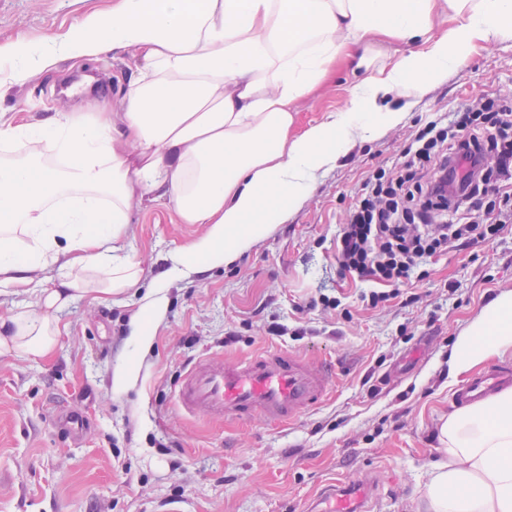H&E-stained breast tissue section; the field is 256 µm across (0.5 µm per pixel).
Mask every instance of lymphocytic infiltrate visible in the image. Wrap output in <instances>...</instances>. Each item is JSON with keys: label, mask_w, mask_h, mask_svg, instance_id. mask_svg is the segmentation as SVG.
I'll list each match as a JSON object with an SVG mask.
<instances>
[{"label": "lymphocytic infiltrate", "mask_w": 512, "mask_h": 512, "mask_svg": "<svg viewBox=\"0 0 512 512\" xmlns=\"http://www.w3.org/2000/svg\"><path fill=\"white\" fill-rule=\"evenodd\" d=\"M512 228V104L480 97L418 128L396 172L373 169L336 241L341 274L383 284L408 280L424 257L490 240Z\"/></svg>", "instance_id": "lymphocytic-infiltrate-1"}]
</instances>
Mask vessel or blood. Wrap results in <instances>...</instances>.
<instances>
[{
	"mask_svg": "<svg viewBox=\"0 0 512 512\" xmlns=\"http://www.w3.org/2000/svg\"><path fill=\"white\" fill-rule=\"evenodd\" d=\"M333 383L328 369L312 367L298 355L263 352L231 366L199 362L185 374L179 399L183 408L193 413L243 423L259 412L284 423L321 402ZM505 386L512 387V367H494L474 377L459 391L457 400L477 404ZM377 497L372 481L358 484L353 491L335 489L324 496L320 512H366L369 501Z\"/></svg>",
	"mask_w": 512,
	"mask_h": 512,
	"instance_id": "b4317fda",
	"label": "vessel or blood"
}]
</instances>
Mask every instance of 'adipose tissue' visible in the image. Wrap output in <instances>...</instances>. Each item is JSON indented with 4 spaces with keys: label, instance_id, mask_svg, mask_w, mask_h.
<instances>
[{
    "label": "adipose tissue",
    "instance_id": "adipose-tissue-1",
    "mask_svg": "<svg viewBox=\"0 0 512 512\" xmlns=\"http://www.w3.org/2000/svg\"><path fill=\"white\" fill-rule=\"evenodd\" d=\"M441 13L448 29L436 37ZM367 37L419 47L376 71ZM495 37H512V0H116L62 35L0 44V93L63 58L120 50L135 63L119 111L101 103L36 123L0 113V288L37 297L0 321V356L48 357L74 299L139 288L143 269L121 245L134 206L168 204L204 225L169 254L172 274L224 266L267 238L355 140L400 122L383 99L422 91ZM348 58L368 75L345 110L296 131L300 100ZM167 304L157 281L132 318L133 359L115 370V390L137 381ZM509 352L505 291L459 334L450 365L460 376ZM439 437L429 512H512V388L449 415Z\"/></svg>",
    "mask_w": 512,
    "mask_h": 512
}]
</instances>
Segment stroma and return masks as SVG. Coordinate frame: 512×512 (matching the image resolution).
Here are the masks:
<instances>
[{
	"label": "stroma",
	"instance_id": "obj_1",
	"mask_svg": "<svg viewBox=\"0 0 512 512\" xmlns=\"http://www.w3.org/2000/svg\"><path fill=\"white\" fill-rule=\"evenodd\" d=\"M113 0H0V43L54 36ZM130 63L118 52L60 60L0 94V113L26 103L32 120L120 110ZM358 75L338 67L299 103L298 129L344 111ZM512 95V38L477 41L465 65L426 90L389 97L400 123L356 141L319 173L311 195L233 264L170 280L166 317L138 382L113 389L130 357V320L168 253L200 235L169 207L132 213L123 246L144 270L140 294L119 302L82 297L59 312L64 328L46 359L0 357V512H307L344 477L376 478L381 512H425L422 496L441 459L438 426L457 408L467 376L451 377L456 336L494 296L512 290V233L424 258L386 306L365 308L364 282L341 276L336 237L369 170L393 169L413 132L467 99ZM338 298L341 309L325 305ZM288 335H273L274 325ZM303 331L293 339V331ZM235 342L225 343L226 333ZM293 350L331 367L329 396L290 424H247L188 413L177 397L200 360L226 364ZM82 418L79 432L63 417Z\"/></svg>",
	"mask_w": 512,
	"mask_h": 512
}]
</instances>
